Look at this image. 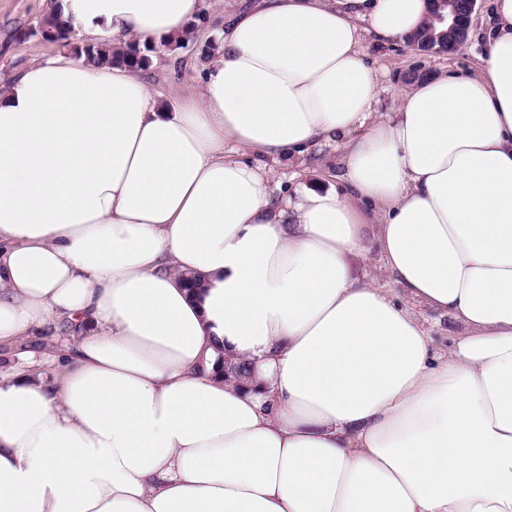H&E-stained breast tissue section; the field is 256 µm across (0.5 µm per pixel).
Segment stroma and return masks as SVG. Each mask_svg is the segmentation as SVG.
Wrapping results in <instances>:
<instances>
[{
  "label": "stroma",
  "mask_w": 512,
  "mask_h": 512,
  "mask_svg": "<svg viewBox=\"0 0 512 512\" xmlns=\"http://www.w3.org/2000/svg\"><path fill=\"white\" fill-rule=\"evenodd\" d=\"M253 0H203L204 14L198 24L200 34L186 40L184 47L163 48L150 52V63L139 76L148 92L157 98L169 99L191 92L200 68L213 57L223 23ZM53 0H0V83L11 80L34 62L50 59L65 52H77L86 43L74 36L72 45L62 46L33 36L16 37L17 28L35 25L47 12ZM493 0H477L466 43L451 54L420 52L407 44L383 45L372 36H365L363 49L368 62L385 68L381 82L378 112L391 111L398 103L410 74L442 73L454 70L469 73L475 70L486 48L487 34L492 26ZM343 154L338 144L313 146L301 158L290 162L270 163L273 181L293 188L290 176L296 171H313L337 166ZM68 332L66 325L26 340L11 350H0V372L12 374L33 368H48L58 353Z\"/></svg>",
  "instance_id": "obj_1"
}]
</instances>
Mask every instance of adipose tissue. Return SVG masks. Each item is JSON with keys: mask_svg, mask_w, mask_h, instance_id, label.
<instances>
[{"mask_svg": "<svg viewBox=\"0 0 512 512\" xmlns=\"http://www.w3.org/2000/svg\"><path fill=\"white\" fill-rule=\"evenodd\" d=\"M61 2L103 49L202 10ZM430 10L261 0L166 105L81 53L0 87V346L71 332L0 375V512H512V0L475 73L373 120L364 35ZM339 137L348 194L274 195L262 158ZM371 248L395 290L355 275ZM412 301L457 323L447 350ZM68 329L65 324L58 326L36 340H26L11 350H0V372L12 374L39 367L46 369L58 353Z\"/></svg>", "mask_w": 512, "mask_h": 512, "instance_id": "ef3b65f1", "label": "adipose tissue"}]
</instances>
